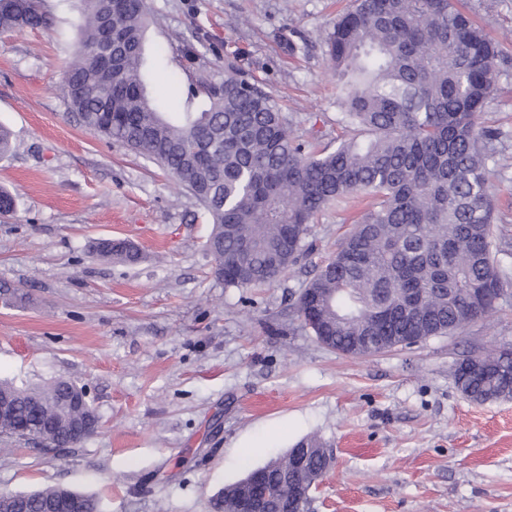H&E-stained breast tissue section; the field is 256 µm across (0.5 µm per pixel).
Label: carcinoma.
<instances>
[{
	"label": "carcinoma",
	"mask_w": 512,
	"mask_h": 512,
	"mask_svg": "<svg viewBox=\"0 0 512 512\" xmlns=\"http://www.w3.org/2000/svg\"><path fill=\"white\" fill-rule=\"evenodd\" d=\"M123 37L126 56L110 69L98 58L102 21ZM147 0H83L78 49L63 73L68 114L83 127L144 155L178 179L212 229L205 248L226 288L269 284L309 253L311 224L351 194L369 198L336 255L317 266L294 313L303 328L353 357L450 336L491 314L509 277L494 248L489 133L478 124L498 71L495 46L456 0H353L326 37L340 88L338 123L358 135L315 156L292 136L272 95L232 67L204 94L200 112H167L148 85ZM48 25L42 0H0V34ZM124 263L139 260L128 241L93 247ZM0 298L27 294L0 281ZM512 351L457 362L458 389L475 403L512 398ZM74 382L43 386L0 381V436L26 439L23 422L49 444L90 438L72 426L91 404L66 409ZM288 456L266 464L281 486ZM64 489L0 498V512L23 499L41 512Z\"/></svg>",
	"instance_id": "1"
}]
</instances>
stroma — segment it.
Wrapping results in <instances>:
<instances>
[{"instance_id": "1", "label": "stroma", "mask_w": 512, "mask_h": 512, "mask_svg": "<svg viewBox=\"0 0 512 512\" xmlns=\"http://www.w3.org/2000/svg\"><path fill=\"white\" fill-rule=\"evenodd\" d=\"M147 51L177 81L151 85L181 112L191 88L226 67L276 98L315 153L348 133L325 37L351 0H150ZM497 49L489 145L494 235L512 265V0H459ZM80 0H43L49 27L0 37V279L26 292L0 303V380L83 386L94 435L55 449L0 438V493L48 485L97 495L104 512H216L227 485L313 436L333 464L310 512H512V399L476 404L454 368L512 349V289L456 335L355 358L321 345L293 317L316 265L352 228L326 206L311 253L259 288L225 287L204 242L211 226L177 180L67 115L62 73ZM122 238L135 264L95 257Z\"/></svg>"}]
</instances>
